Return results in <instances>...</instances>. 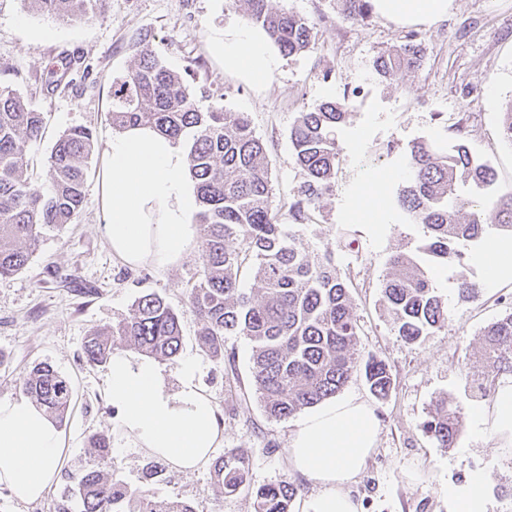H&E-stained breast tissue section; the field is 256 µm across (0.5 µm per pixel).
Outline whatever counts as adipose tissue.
Listing matches in <instances>:
<instances>
[{
    "label": "adipose tissue",
    "instance_id": "adipose-tissue-1",
    "mask_svg": "<svg viewBox=\"0 0 512 512\" xmlns=\"http://www.w3.org/2000/svg\"><path fill=\"white\" fill-rule=\"evenodd\" d=\"M378 15L406 23H434L450 0H371ZM226 72L263 80L279 61L261 31L226 29L217 45ZM183 148L147 125L113 136L101 174L105 222L101 232L114 256L130 266L166 267L198 247L191 217L197 208ZM104 393L111 424L132 447L160 457L180 472L204 467L224 442V411L202 386L198 363L185 358L175 377L144 355L113 353ZM512 455V380L499 383L491 404L477 411ZM378 420L356 397L334 400L308 413L288 438L293 475L313 492L300 512H358L346 488L377 447ZM65 439L57 421L29 397H0V486L22 502L41 499L60 471ZM485 476L474 473L448 487L452 512H492Z\"/></svg>",
    "mask_w": 512,
    "mask_h": 512
}]
</instances>
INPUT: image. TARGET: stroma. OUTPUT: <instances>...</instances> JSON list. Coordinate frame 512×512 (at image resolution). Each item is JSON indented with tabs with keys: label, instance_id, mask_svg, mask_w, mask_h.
<instances>
[{
	"label": "stroma",
	"instance_id": "1",
	"mask_svg": "<svg viewBox=\"0 0 512 512\" xmlns=\"http://www.w3.org/2000/svg\"><path fill=\"white\" fill-rule=\"evenodd\" d=\"M272 5L313 23L314 41L306 52L282 57L272 78L255 82L225 73L224 59L213 49L226 27L248 25L243 0H108L103 13L69 21L41 11L34 0H0V85L44 117L41 137L25 147L30 191L50 192L47 160L64 132L85 127L95 135L83 204L72 224L44 229L26 266L0 279V397L19 395L35 364L52 365L73 387L72 410L62 425L64 467L88 460L90 435L110 433L116 478L157 501L177 496L198 503L200 512H253L250 489L292 477L288 436L299 416L268 419L257 402L238 405L229 390L228 370H236L241 382L250 380V340L226 337L221 359L198 345L199 325L185 292L200 274V253L170 268H133L113 256L100 232L113 85L131 71L137 50L146 49L195 87L199 108L247 113L266 146L273 206L283 221L303 181L288 139L296 115L326 101H346L350 115L336 134L333 188L295 234L310 251L334 254L337 274L352 284L358 355L384 359L393 378L384 400H372L359 374L341 391L372 400L379 422L376 451L348 491L359 512H449L448 484L480 472L494 512H512V459L499 452L491 426L476 424L474 408L490 399L470 385L483 371L476 351L484 329L512 312V278L487 277L471 257L461 267L438 265L422 250V225L396 223L390 214L379 234L356 215L373 174L400 171L412 142L462 114L469 117V146L497 172V191L512 190V143L498 132L496 108L512 100V0H452L447 17L433 24H401L376 14L347 22L336 0ZM411 33L425 48L421 69L380 79L374 58ZM64 57L75 62L71 81L51 88L52 64ZM344 228L356 233L358 249L339 247ZM399 250L427 270L448 303L444 329L414 345L397 335L381 299L389 258ZM462 274L481 283L477 300H459ZM153 291L181 317L180 357L163 366L172 373L180 358L197 359L202 384L224 409L222 448L246 459L249 490L225 494L209 466L180 473L164 463L149 475L152 456L111 430L104 396L108 367L87 364L83 345L91 331L128 317L135 300ZM444 395L460 404L464 425L456 447L447 450L422 429Z\"/></svg>",
	"mask_w": 512,
	"mask_h": 512
}]
</instances>
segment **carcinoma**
Returning <instances> with one entry per match:
<instances>
[{
    "label": "carcinoma",
    "mask_w": 512,
    "mask_h": 512,
    "mask_svg": "<svg viewBox=\"0 0 512 512\" xmlns=\"http://www.w3.org/2000/svg\"><path fill=\"white\" fill-rule=\"evenodd\" d=\"M342 18L363 21L373 14L371 0H337ZM38 7L63 20L84 18L104 7L105 0H34ZM247 16L270 42L288 56L307 51L313 25L298 14L275 9L271 0H244ZM422 44L411 39L373 60L383 80L415 72L424 63ZM347 106L324 102L295 118L289 141L304 180L288 216L297 222L332 191L338 164L336 130L346 123ZM468 117L454 124L456 144L444 145L448 127L411 146L403 167V185L396 207L408 224H421L427 243L423 251L443 265H463L470 249L490 231L512 237V191L489 195L496 171L476 156L466 142ZM111 124L116 131L150 125L181 143L197 190L196 224L202 251L200 278L187 289L202 349L224 357V337L243 335L253 344L251 385L268 418L287 419L337 393L352 374L361 371L371 394L388 397L393 379L376 356L359 361L358 326L349 285L336 274L330 255L311 254L284 230L272 205L267 151L244 112L223 108L201 110L196 92L178 73L148 50L117 84L112 96ZM42 113L8 86L0 87V279L24 268L35 251L42 229L72 223L83 203L88 160L94 135L76 127L55 143L47 163L49 195L30 192L25 144L40 138ZM244 237L250 251L231 241ZM382 285L384 306L398 336L408 345L444 327L447 303L427 273L407 253L389 259ZM250 270L258 288H239L242 271ZM479 283L458 280L463 300L479 297ZM179 314L155 292L142 294L130 316L111 328L95 331L84 343L91 365L106 363L120 348L175 359L182 347ZM478 354L485 371L477 388L489 392L498 374L512 373V313L489 324ZM21 392L63 422L72 401L71 383L51 365H35L20 384ZM424 432L437 447L451 448L462 434L460 405L450 396L435 403ZM90 458L64 475L55 512H197L193 502L179 498L156 501L141 488H131L105 468L113 467L110 437H89ZM224 493L234 494L247 483L248 463L233 450L213 466ZM301 491L282 480L251 492L254 512H291Z\"/></svg>",
    "instance_id": "obj_1"
}]
</instances>
